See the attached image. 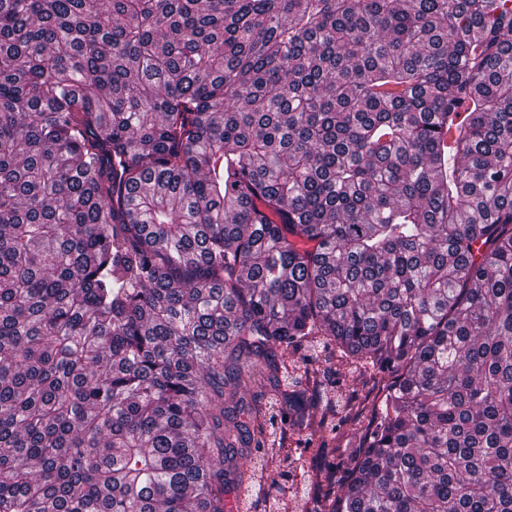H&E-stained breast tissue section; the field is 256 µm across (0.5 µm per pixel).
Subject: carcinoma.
Instances as JSON below:
<instances>
[{"label":"carcinoma","mask_w":512,"mask_h":512,"mask_svg":"<svg viewBox=\"0 0 512 512\" xmlns=\"http://www.w3.org/2000/svg\"><path fill=\"white\" fill-rule=\"evenodd\" d=\"M321 340L318 512H512V0H0V512H226Z\"/></svg>","instance_id":"cac0c4a2"}]
</instances>
